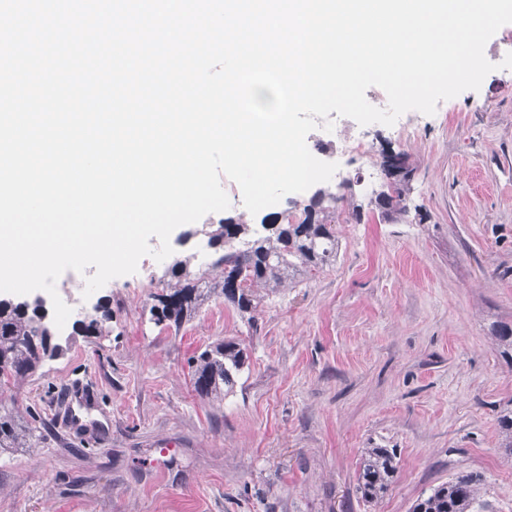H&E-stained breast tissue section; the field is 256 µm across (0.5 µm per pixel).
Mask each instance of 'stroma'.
Instances as JSON below:
<instances>
[{"label":"stroma","instance_id":"obj_1","mask_svg":"<svg viewBox=\"0 0 512 512\" xmlns=\"http://www.w3.org/2000/svg\"><path fill=\"white\" fill-rule=\"evenodd\" d=\"M512 41L479 90L403 115L412 134L368 125L372 156L416 165L406 219L336 226V261L266 296L256 328L223 299L179 330L144 313L155 285L109 281L104 333L77 337L41 374L0 388L37 445L0 454V512H410L430 488L483 475L473 512H512V462L496 418L512 364L491 327L512 325ZM233 338L250 364L224 400L195 393L189 358ZM83 380L97 405L78 431L56 415ZM392 448L377 507L356 491L361 449Z\"/></svg>","mask_w":512,"mask_h":512}]
</instances>
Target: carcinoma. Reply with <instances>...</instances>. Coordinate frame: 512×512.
Listing matches in <instances>:
<instances>
[{"label": "carcinoma", "instance_id": "carcinoma-1", "mask_svg": "<svg viewBox=\"0 0 512 512\" xmlns=\"http://www.w3.org/2000/svg\"><path fill=\"white\" fill-rule=\"evenodd\" d=\"M379 167L385 181L368 205L382 221L398 223L409 213L408 197L415 168L405 151L393 161L381 153ZM344 193L318 189L300 210L282 211L261 224L257 234L246 215L237 213L208 225L211 249L208 267L195 265L194 254L178 256L168 265L162 292L153 295L148 322L158 327L175 326L193 319L214 296L233 305L247 321H256L263 295L273 294L300 276H310L336 261V203L352 193L353 183L340 185ZM112 309L98 304L78 319L72 333L100 336ZM492 337L501 357L512 363V327L498 324ZM67 349L56 337L41 298L33 302L0 298V387L17 385L34 376L48 361ZM248 361V353L234 340L206 346L189 358L193 386L203 399H224L236 386ZM500 447L512 458V407L499 412ZM33 430L21 412L0 406V454L32 448ZM395 455L389 448H364L358 462L357 491L372 506L390 489L396 476ZM478 474L460 475L433 487L418 498L410 512H470L482 492Z\"/></svg>", "mask_w": 512, "mask_h": 512}]
</instances>
